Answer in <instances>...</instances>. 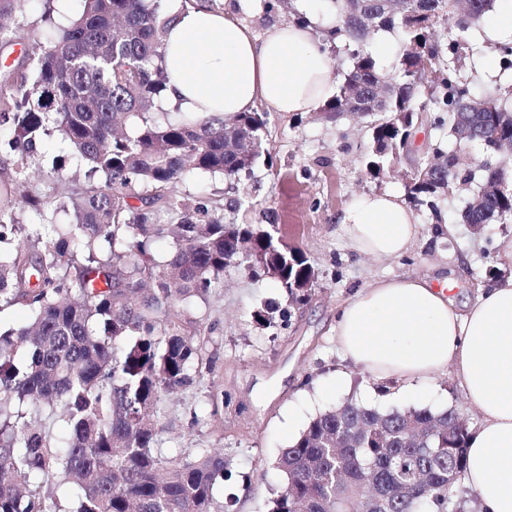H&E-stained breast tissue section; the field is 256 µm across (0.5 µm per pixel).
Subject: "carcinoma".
Segmentation results:
<instances>
[{
    "mask_svg": "<svg viewBox=\"0 0 512 512\" xmlns=\"http://www.w3.org/2000/svg\"><path fill=\"white\" fill-rule=\"evenodd\" d=\"M82 2L65 23L45 7L30 63L0 81L14 174L57 133L86 162L85 176L98 180L57 208L31 202L32 223L18 216L11 183L0 181V312H28L26 322L0 327V512H219L214 488L228 474L224 455L165 460L157 448L159 405L192 383L202 351L180 334L177 307L207 298L232 264L264 269L301 303L315 270L299 248L281 243L276 226L226 224L205 201L174 193L190 172L235 178L253 169L264 113L171 117L160 108V4ZM334 2L338 20L327 37L351 48L350 66L322 118H340L345 96L368 94L387 78L366 154L374 176L410 155L407 138L419 125L452 139L460 124L485 129L474 144L486 167L473 170L437 143L414 160L409 200L429 204L469 187L464 223L511 224L512 184L498 158L512 138V84L477 95L463 74L481 52L469 31L496 0H468L462 14L448 10L449 0ZM20 3L0 5L1 43L15 38L7 19ZM396 26L404 39L388 71L368 43ZM427 76L433 87L418 107ZM60 210L68 223L57 221ZM160 211L169 223L156 221ZM162 237L175 246L164 266L152 254ZM55 421L70 428L67 440L52 434ZM467 437L449 409L381 412L348 401L281 450L275 467L283 483L269 512H454ZM59 474L76 491L66 511L48 492Z\"/></svg>",
    "mask_w": 512,
    "mask_h": 512,
    "instance_id": "obj_1",
    "label": "carcinoma"
}]
</instances>
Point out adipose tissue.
I'll list each match as a JSON object with an SVG mask.
<instances>
[{"mask_svg":"<svg viewBox=\"0 0 512 512\" xmlns=\"http://www.w3.org/2000/svg\"><path fill=\"white\" fill-rule=\"evenodd\" d=\"M164 111L232 118L264 106L317 111L336 92L333 56L317 29L336 20L333 0H300V21L258 36L232 12L163 0ZM337 235L373 259L406 254L421 226L391 190L355 194L337 218ZM440 282L417 274L375 280L355 291L336 322L340 354L375 380L426 383L454 370L481 417L466 439V484L481 512H512V278L458 308Z\"/></svg>","mask_w":512,"mask_h":512,"instance_id":"adipose-tissue-1","label":"adipose tissue"}]
</instances>
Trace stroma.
I'll use <instances>...</instances> for the list:
<instances>
[{"label": "stroma", "instance_id": "35a3bbf8", "mask_svg": "<svg viewBox=\"0 0 512 512\" xmlns=\"http://www.w3.org/2000/svg\"><path fill=\"white\" fill-rule=\"evenodd\" d=\"M245 0L240 18L256 34L273 23L292 20L298 0ZM43 0H25L18 14L14 42L0 45V73L19 65L31 53L42 24ZM367 120L344 116L328 122L316 114L267 115L265 155L250 177L232 181L195 172L179 182L180 195L211 198L228 224L257 229L276 226L278 236L306 255L316 273L307 303L290 302L278 282L263 273L231 266L213 294L194 300L178 320L183 336L204 342L203 357L192 371L190 386L168 395L162 405L159 446L165 457L180 459L202 449L223 453L232 473L215 488L217 502L231 512H268L282 482L274 462L320 413L353 400L382 411L428 408L457 410L469 429L480 424L478 412L454 382L452 373L434 377L409 391L400 383L382 386L336 351V318L359 288L381 278L406 273L436 276L454 269L458 301L474 297L486 285V271L498 267L512 277V259L499 256L496 239L512 237L511 224L481 227L461 221L469 198L461 191L443 200L439 213L416 209L423 241L405 256L373 260L355 256L336 235V218L359 192L407 190L411 159L384 175L367 174ZM77 167L57 137L40 148L39 168L24 185L27 197L52 204L80 189V182L60 183ZM450 227L443 242L431 241L436 222ZM346 384L337 387V373Z\"/></svg>", "mask_w": 512, "mask_h": 512}]
</instances>
